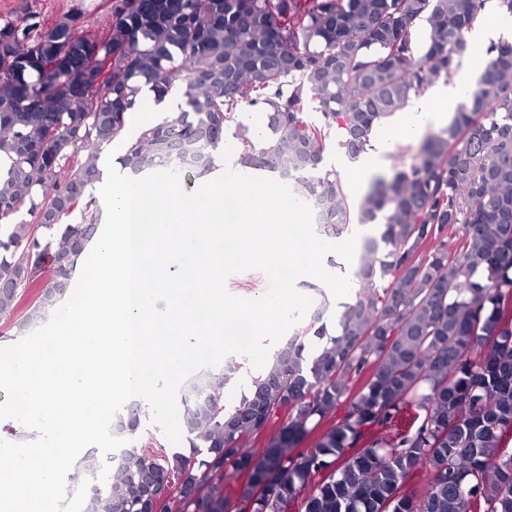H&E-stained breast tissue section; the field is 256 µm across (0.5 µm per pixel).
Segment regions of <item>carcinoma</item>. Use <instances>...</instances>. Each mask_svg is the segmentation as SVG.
Returning <instances> with one entry per match:
<instances>
[{"instance_id": "obj_1", "label": "carcinoma", "mask_w": 512, "mask_h": 512, "mask_svg": "<svg viewBox=\"0 0 512 512\" xmlns=\"http://www.w3.org/2000/svg\"><path fill=\"white\" fill-rule=\"evenodd\" d=\"M491 2L512 16V0H118L100 34L74 14L0 23V319L15 333L81 269L98 216L70 219L145 86L159 102L180 86L189 109L125 141L129 174L189 145L207 176L237 106L261 102L267 134L240 135V165L304 172L329 237L381 226L336 333L319 318L297 331L229 409L214 381L183 414L191 454L124 449L96 512H151L165 486L177 492L161 512H282L298 498L302 512H512V42L490 43L453 121L356 207L324 165L331 135L356 160L385 118L453 75ZM259 411L281 424L255 455ZM244 474L230 498L224 482Z\"/></svg>"}]
</instances>
